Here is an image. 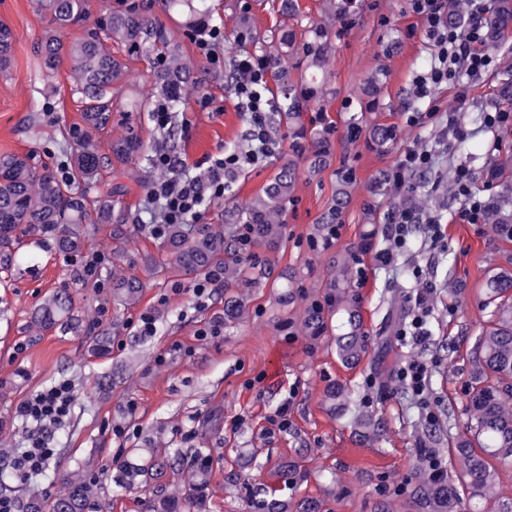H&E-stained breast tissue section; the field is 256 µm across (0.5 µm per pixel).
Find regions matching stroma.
Returning <instances> with one entry per match:
<instances>
[{"mask_svg":"<svg viewBox=\"0 0 512 512\" xmlns=\"http://www.w3.org/2000/svg\"><path fill=\"white\" fill-rule=\"evenodd\" d=\"M297 2L298 14L285 16L279 0H210L224 31L220 61L213 64L184 36L186 15L169 12L166 0H151L154 18L172 29L199 66L205 90L184 109L189 127L174 123L173 137H166L149 112L127 109L131 95L149 98L151 61L113 46V54L126 61L128 83L113 100L111 131L100 137L105 157L110 141L130 124L153 150L191 163L247 151L246 124L235 107L233 57L279 54L281 66L269 69V88L276 95L284 84L308 82L303 50L308 29L314 23L328 27L331 44L320 71L323 94L303 102L300 110L309 130L330 123L331 156L320 171L301 174L285 203L283 235L274 254L278 270L291 276L294 293L267 280L249 291L242 318L225 323L223 284L196 298L188 290L192 275L171 269L163 239L142 225L143 191L159 171H143L133 161L113 164L112 182L120 191L112 196V209L121 214L127 235L113 240L111 225L101 224L84 246L110 258L102 271L103 287L83 280L79 261L59 253L49 238H26L15 263L0 269V495L48 504L61 488L60 477L80 472L96 480L104 512H143L146 492L123 483L118 461L181 452L180 465L159 480L172 492L183 490L185 473L201 451L210 461L205 501L198 507L181 505L179 512H253L250 494L263 485L275 487L285 501L324 499L325 512H377L384 502L406 512V479L425 470L419 450L423 431L434 436L443 461H451L454 441L469 417L474 341L489 319L482 307L483 283L490 269L512 262L511 238L485 223H455L463 204L454 189L455 169L470 168L476 194L493 200L502 184L487 178L481 165L512 157V128L474 132L469 142L482 162L452 151L418 176V192L428 198L424 215L438 220L439 239L431 241L426 225H419L393 266L378 264L386 239L378 238L367 250L360 244L370 225H382L388 211L403 203L390 190L391 167L405 146L432 150L442 141L438 126L414 127L404 119L405 110L419 105L414 80L428 68L432 49L407 0H355L347 26L333 17L328 0ZM1 21L15 41L11 65L0 73V153L30 152L60 172L72 156L67 129L80 119L69 64L61 62L56 74L45 77L38 46L50 18L38 11L35 0H0ZM286 32L294 33L293 46L281 44ZM489 54L495 65L470 83L466 108L457 114L460 123H467L471 110L499 107L500 75L512 66V37ZM371 76L379 79L375 95L368 90ZM373 123L395 129L384 150L374 149L365 133L355 140L347 135L352 125L365 130ZM270 132L280 145L278 154L268 163L244 166L223 201L207 208L203 223H223L225 210L244 209L288 162L291 128L275 123ZM348 167L355 171L356 184L339 234L330 244L310 248L315 226L331 209L339 175ZM340 253L351 254L366 271L354 294L369 348L353 366L337 358L330 338H310L298 327L306 306L298 291H318ZM149 260L160 274L147 279L138 301L113 300V274L144 277ZM417 268L435 289L426 323L429 340L423 345L396 334L421 279L413 276ZM61 288L69 289L83 332L35 327L36 309ZM145 312L156 321L151 336L135 332ZM98 336L108 339L107 356L94 348ZM414 359L431 366L427 410L398 384V369ZM59 380L71 383L75 395L64 423L42 428L16 418L22 402ZM337 382L350 389L360 413L380 422L384 435L379 441L359 439L350 419L331 409L325 389ZM283 405L288 426L281 429L273 419ZM118 426L124 436H115ZM39 435L49 437L55 454L45 472L18 480L11 461Z\"/></svg>","mask_w":512,"mask_h":512,"instance_id":"stroma-1","label":"stroma"}]
</instances>
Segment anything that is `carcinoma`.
<instances>
[{
    "label": "carcinoma",
    "mask_w": 512,
    "mask_h": 512,
    "mask_svg": "<svg viewBox=\"0 0 512 512\" xmlns=\"http://www.w3.org/2000/svg\"><path fill=\"white\" fill-rule=\"evenodd\" d=\"M171 8L187 7L202 22L219 24L204 0H168ZM38 11L52 19L40 42L43 66L52 74L60 58L65 57L74 80L73 94L81 104L80 122L69 128L74 144L72 182L57 178L47 167L38 164L32 154L6 152L0 154V261H9L22 237L50 236L56 249L64 254L81 250L86 238V225L112 223V193L116 187L102 179L103 164L97 135L112 119V99L117 90L127 84V66L112 54L110 43L152 59L153 82L151 95L168 102L170 111L184 107L188 86L202 90L194 77V69L186 60L181 44L169 29L147 15L145 4L135 2L120 10H109L95 28L70 42L64 33L84 21L85 0H36ZM487 38L492 44L512 31V0H498L488 17ZM13 33L0 23V72L11 64ZM326 50V36L314 30L306 52L310 63L320 66ZM322 85L313 80L301 92L288 89V102L283 104L281 118L293 125L299 119L298 102L322 95ZM393 127L374 124L369 129L370 140L379 147L393 138ZM109 150L120 161L139 159L152 163L151 150L144 145L132 127L110 142ZM299 178L296 164L288 162L279 169L272 181L255 197L237 219L251 226V237L261 245H271L280 238L283 225L279 222L284 203ZM354 176L345 174L336 192L335 207L323 217L321 232L328 236L340 225ZM77 183L98 193L97 205L89 210L85 195L72 190ZM487 223L499 229L512 222V193L502 194L488 206ZM173 264L183 272L222 274L224 285L250 288L268 277L269 261L252 264L247 270L241 265L236 236L231 224H202L194 229L173 224L165 236ZM357 271L351 256H336V270L325 285L326 306L315 304L307 309L303 319L306 334L316 337L328 328L325 308L335 307L336 352L341 362L357 363L368 351L363 332V319L356 297L352 293ZM143 282L135 277H119L115 291L127 302L138 299ZM485 305L491 308L486 328L476 336L472 368L471 391L468 393L470 412L469 435L454 443L459 468L456 477L420 476L410 486L406 503L411 512H512V496L497 492L501 469L512 465V269L496 268L484 283ZM243 313V296L224 299V320L233 322ZM34 320L42 328L65 330L78 324L68 290L53 292L41 304ZM325 397L347 411L352 404L351 392L342 384L326 389ZM166 464L151 461L147 465L126 466L124 479L130 486L145 487L162 475ZM256 512H322L323 503L317 497L284 503L276 489L257 490ZM94 495V484L84 477L66 481L64 490L49 505L50 512H86Z\"/></svg>",
    "instance_id": "1"
}]
</instances>
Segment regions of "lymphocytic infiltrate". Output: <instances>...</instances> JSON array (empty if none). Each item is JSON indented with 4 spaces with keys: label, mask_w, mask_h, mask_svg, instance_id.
<instances>
[{
    "label": "lymphocytic infiltrate",
    "mask_w": 512,
    "mask_h": 512,
    "mask_svg": "<svg viewBox=\"0 0 512 512\" xmlns=\"http://www.w3.org/2000/svg\"><path fill=\"white\" fill-rule=\"evenodd\" d=\"M492 3L493 0H470V22L465 29L457 30L449 27L447 21L451 0H408L410 12L424 22L433 59L429 70L418 75L414 85L416 97L427 100L428 106L406 112L407 125L435 122L441 124L443 134L457 139L465 137V130L454 119L445 118L433 92L437 87L456 84L460 72L478 80L489 71L492 59L484 48L485 19ZM234 70L236 107L246 116L251 147L243 153L233 151L212 158L203 173L189 178L170 174L169 156L156 153L153 165L162 176L149 183L145 192L146 202L161 206L158 221L150 227L155 237H164L168 225L199 221L209 204L223 199L243 164L266 162L277 151L269 131L273 101L267 95L268 71L264 62L261 57L246 52L236 57ZM433 164L432 151L414 145L405 147L390 172L392 190L403 197L413 196L417 191L416 175ZM422 221V212L411 206L394 209L386 215L382 232L390 246L378 255L382 265L394 262L396 249L405 245L412 226ZM73 401L70 385L61 382L20 404L17 414L40 425H58L68 417Z\"/></svg>",
    "instance_id": "obj_1"
}]
</instances>
